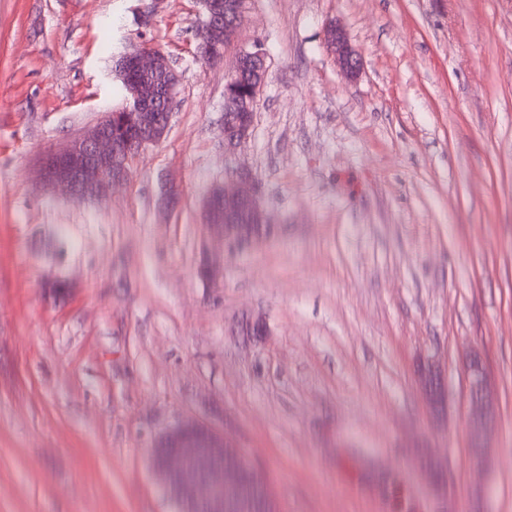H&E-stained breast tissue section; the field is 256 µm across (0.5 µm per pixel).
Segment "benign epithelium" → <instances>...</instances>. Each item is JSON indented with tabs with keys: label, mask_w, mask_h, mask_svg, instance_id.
<instances>
[{
	"label": "benign epithelium",
	"mask_w": 512,
	"mask_h": 512,
	"mask_svg": "<svg viewBox=\"0 0 512 512\" xmlns=\"http://www.w3.org/2000/svg\"><path fill=\"white\" fill-rule=\"evenodd\" d=\"M205 20L195 32L202 46L211 47L225 39L234 43L239 29V0H203ZM324 41L340 70L356 77L361 55L339 25L332 23ZM143 77L160 79L157 88L147 89L140 81L128 82L127 63ZM119 79L128 83L129 101L139 112L136 124L122 138L112 131V113L64 149L49 154L42 176L47 186L73 198L97 195L128 179L130 163L142 151L159 144L167 133L176 99L178 75L168 57L153 48L140 46L125 54L116 66ZM266 77L261 44L239 50L234 71L224 87V117L233 129L224 133V184L208 193L204 218L212 236L225 247L250 245L270 229L261 201L259 182L252 171L233 165L236 150L252 137L255 111ZM224 253L204 250L199 266L201 277L218 278L223 272ZM465 372L478 413L472 421L475 456L484 459L489 449L488 433L495 420L494 383L477 353L469 355ZM433 407L446 400L440 367L430 363L420 374ZM153 474L160 488L180 505L181 512H272V499L265 474L246 462L243 452L225 435L193 420L166 431L155 443Z\"/></svg>",
	"instance_id": "obj_1"
}]
</instances>
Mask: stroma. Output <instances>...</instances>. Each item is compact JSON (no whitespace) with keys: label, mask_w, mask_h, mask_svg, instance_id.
I'll use <instances>...</instances> for the list:
<instances>
[{"label":"stroma","mask_w":512,"mask_h":512,"mask_svg":"<svg viewBox=\"0 0 512 512\" xmlns=\"http://www.w3.org/2000/svg\"><path fill=\"white\" fill-rule=\"evenodd\" d=\"M203 18L201 0H0V512H177L152 451L187 419L242 448L277 512H512V0H242L214 65ZM255 40L237 159L272 233L208 283L224 85ZM138 46L180 76L164 139L99 198L52 195L45 156L122 105ZM472 351L496 391L485 465ZM324 41L340 70L348 78H355L361 70L362 59L358 49L352 45L343 28L336 23L330 24L326 28ZM421 382L429 392L430 401L434 408L442 409L446 400V391L441 381L440 367L430 363L420 374Z\"/></svg>","instance_id":"1"}]
</instances>
